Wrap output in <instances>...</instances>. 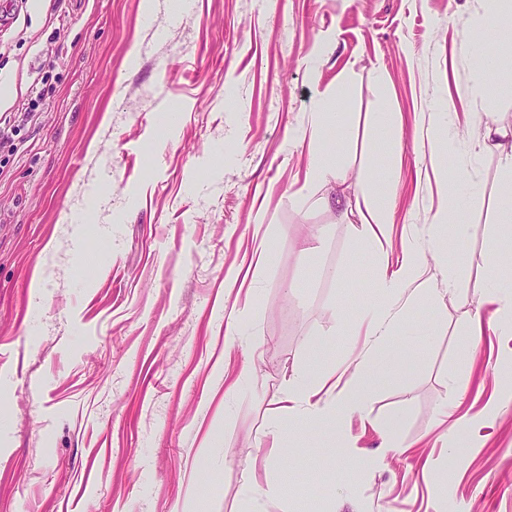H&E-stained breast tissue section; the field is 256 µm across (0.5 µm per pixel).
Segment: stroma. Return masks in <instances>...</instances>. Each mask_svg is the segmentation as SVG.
I'll return each instance as SVG.
<instances>
[{"label":"stroma","mask_w":512,"mask_h":512,"mask_svg":"<svg viewBox=\"0 0 512 512\" xmlns=\"http://www.w3.org/2000/svg\"><path fill=\"white\" fill-rule=\"evenodd\" d=\"M479 30L512 39V12L195 0L175 21L144 0H16L0 26V512H242L272 487L271 512H512V335L479 287L512 278L493 250L512 185L475 147L512 133V55L476 80ZM322 95L347 115L319 142L340 164L307 186ZM441 105L460 140L439 179ZM461 176L478 202L456 205ZM367 190L393 214L374 232ZM439 210L466 227L442 261L458 288L424 265L434 296L404 307L368 406L274 447L287 379L336 363L344 388L380 255Z\"/></svg>","instance_id":"1"}]
</instances>
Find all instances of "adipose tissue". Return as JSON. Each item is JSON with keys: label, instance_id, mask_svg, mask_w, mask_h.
<instances>
[{"label": "adipose tissue", "instance_id": "obj_1", "mask_svg": "<svg viewBox=\"0 0 512 512\" xmlns=\"http://www.w3.org/2000/svg\"><path fill=\"white\" fill-rule=\"evenodd\" d=\"M446 221L444 214H436L432 224L427 227L426 239L413 238L406 241L403 257L396 269L383 272L380 276L378 286L383 300L368 308L364 316L368 334L373 339L374 350L359 363L352 388L341 396L326 395L324 385L327 372L300 370L288 382L287 391L272 423V437H279L287 429L289 422L296 420L297 416H307L312 425L317 426L325 421L341 420L348 412L368 405L369 387L377 363L376 352L386 346L398 324L392 299L404 281L417 278L420 268L427 263L429 256L442 251L440 228Z\"/></svg>", "mask_w": 512, "mask_h": 512}]
</instances>
